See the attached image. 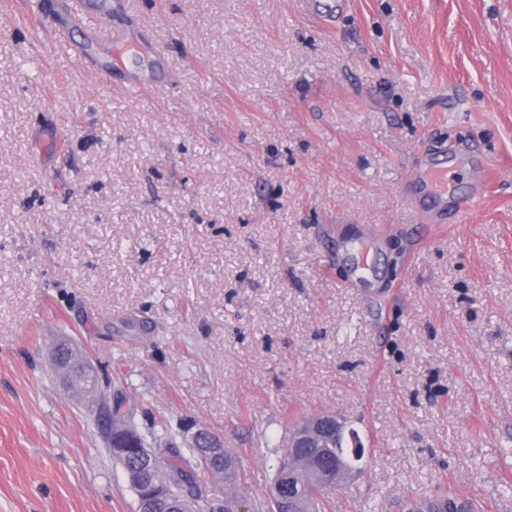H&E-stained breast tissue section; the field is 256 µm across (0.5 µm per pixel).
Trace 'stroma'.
Masks as SVG:
<instances>
[{
	"instance_id": "1",
	"label": "stroma",
	"mask_w": 512,
	"mask_h": 512,
	"mask_svg": "<svg viewBox=\"0 0 512 512\" xmlns=\"http://www.w3.org/2000/svg\"><path fill=\"white\" fill-rule=\"evenodd\" d=\"M84 0L87 72L0 0V512H136L59 343L105 396L218 437L262 500L293 426L366 448L320 512H512V0ZM147 81L129 96L120 79ZM448 193L427 235L416 154ZM372 272L352 287L349 245ZM327 2V4H324ZM334 2V4H332ZM305 10L313 15L318 16L325 22L332 21L333 18L342 11L346 5L344 0H304ZM324 5V10H321Z\"/></svg>"
}]
</instances>
